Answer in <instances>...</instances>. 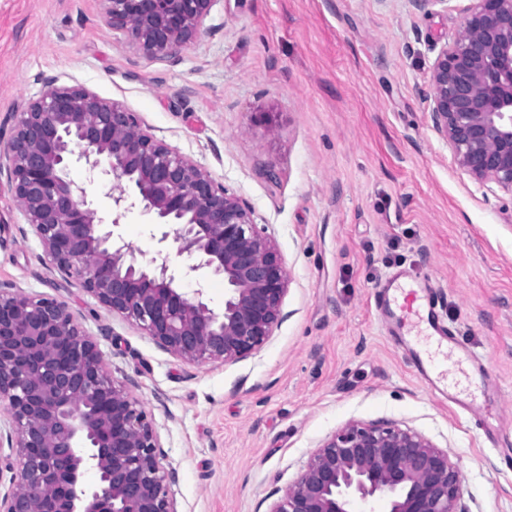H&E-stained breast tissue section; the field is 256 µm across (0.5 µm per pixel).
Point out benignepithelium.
I'll list each match as a JSON object with an SVG mask.
<instances>
[{
  "instance_id": "7a95c632",
  "label": "benign epithelium",
  "mask_w": 512,
  "mask_h": 512,
  "mask_svg": "<svg viewBox=\"0 0 512 512\" xmlns=\"http://www.w3.org/2000/svg\"><path fill=\"white\" fill-rule=\"evenodd\" d=\"M112 29L155 59H177L213 0H104ZM435 133L480 183L512 195V0H472L429 79ZM112 175L111 225L136 203L170 230L176 253L224 278V307L183 291L169 254L140 264L69 180L74 152ZM0 163L19 211L54 267L108 311L193 363L235 362L282 320L289 275L252 209L191 160L144 132L136 115L79 86L50 80L18 113ZM0 466L17 469L0 512H177L175 472L152 417L109 375L95 341L52 297L0 289ZM93 469L98 482L83 486ZM448 451L397 424L351 423L328 437L269 512H458Z\"/></svg>"
}]
</instances>
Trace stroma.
Listing matches in <instances>:
<instances>
[{"label": "stroma", "mask_w": 512, "mask_h": 512, "mask_svg": "<svg viewBox=\"0 0 512 512\" xmlns=\"http://www.w3.org/2000/svg\"><path fill=\"white\" fill-rule=\"evenodd\" d=\"M470 0H213L177 63L113 31L104 0H0V137L47 79L134 112L144 130L240 197L290 275L283 319L250 357L190 364L107 312L51 265L0 184V288L68 304L107 371L132 380L178 480V512H269L310 454L352 422L396 423L447 450L460 512H512V468L488 435L512 432V196L455 162L425 96ZM69 177L110 220L111 178ZM163 228L142 205L117 228L141 263ZM428 275L440 312L488 366L455 360L432 390L373 293ZM501 413L484 421L441 389Z\"/></svg>", "instance_id": "obj_1"}]
</instances>
